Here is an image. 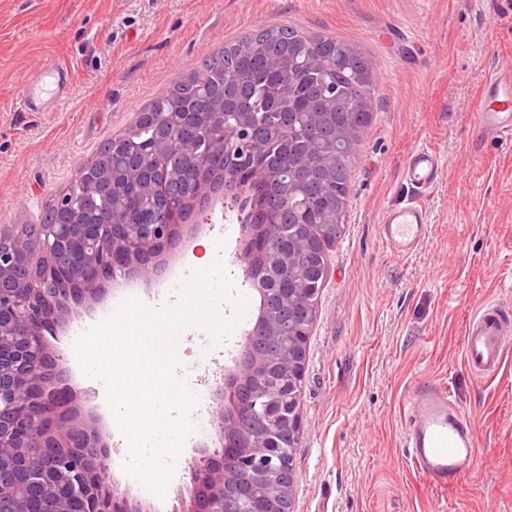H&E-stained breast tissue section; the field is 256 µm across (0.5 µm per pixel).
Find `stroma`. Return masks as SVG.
I'll list each match as a JSON object with an SVG mask.
<instances>
[{
    "instance_id": "obj_1",
    "label": "stroma",
    "mask_w": 512,
    "mask_h": 512,
    "mask_svg": "<svg viewBox=\"0 0 512 512\" xmlns=\"http://www.w3.org/2000/svg\"><path fill=\"white\" fill-rule=\"evenodd\" d=\"M289 26L359 49L375 78L372 120L354 161L344 232L329 252L303 374L302 434L293 512H512V351L480 378L463 336L480 310L512 314V139L485 136L474 106L486 78L512 72V0H0V225L38 223L45 207L138 110L256 26ZM73 81L50 112L14 109L20 85L46 61ZM440 154L435 188L402 178L413 149ZM418 200L427 234L408 256L391 253L377 222ZM153 283L110 288L113 297L175 300L177 272L202 240L222 242L224 266L248 305L224 347L203 353L183 336L177 375L211 394L255 322L259 296L237 259L240 223L218 200ZM445 388L471 421L475 470L431 487L404 448V408L416 385ZM215 431L190 435L164 497L122 470L111 474L153 512H172L191 488L187 463Z\"/></svg>"
}]
</instances>
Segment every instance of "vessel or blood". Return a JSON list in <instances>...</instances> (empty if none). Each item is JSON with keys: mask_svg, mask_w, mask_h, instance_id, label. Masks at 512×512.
<instances>
[{"mask_svg": "<svg viewBox=\"0 0 512 512\" xmlns=\"http://www.w3.org/2000/svg\"><path fill=\"white\" fill-rule=\"evenodd\" d=\"M71 69L57 61L43 65L20 89L16 105L23 112H38L42 106L38 90L49 88L51 97L63 94L72 81ZM477 125L486 134H512V74L496 73L484 84L476 103ZM442 166L440 155L429 148L411 151L402 167L404 179L421 192L437 182ZM425 213L418 202L387 208L379 219V236L392 251L407 254L423 239ZM512 338L502 323L487 312L474 315L464 332L465 361L478 376L493 374L502 362ZM411 418L404 443L412 463L426 482L444 488L449 478L464 473L472 465L475 442L469 420L463 416L446 390L418 387L407 401Z\"/></svg>", "mask_w": 512, "mask_h": 512, "instance_id": "obj_1", "label": "vessel or blood"}]
</instances>
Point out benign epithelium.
<instances>
[{"label":"benign epithelium","instance_id":"benign-epithelium-1","mask_svg":"<svg viewBox=\"0 0 512 512\" xmlns=\"http://www.w3.org/2000/svg\"><path fill=\"white\" fill-rule=\"evenodd\" d=\"M256 150L245 126L224 129V157L245 163ZM163 197L179 218L177 197L164 185L152 186L150 203ZM238 259L250 282L257 280L255 253L265 259L264 277L280 284L278 304H267L242 343L234 367L214 390L220 448L199 450L189 462L193 481L182 512H291L298 481L294 455L301 432L302 381L307 344L316 308L302 304L311 292L296 282L297 264L321 255V281L330 268L326 259L327 224H307L304 236L284 242L268 234L266 224H243ZM186 225L165 215L151 224L130 216L121 224H40L32 237L0 227V280L18 274L21 246L30 260H50L81 283L67 288L58 280L30 282L22 291L0 290V447L43 449L60 461L55 481L34 478L17 460L0 457V470L12 474L0 481V502L23 491V512H47L46 502L64 512H152L129 498L110 477L109 442L99 415L84 409V396L65 387L70 377L63 356L48 341L71 317L89 312L107 296L106 282L151 281L166 269L168 251L184 238ZM272 365L287 376L283 387L270 389L262 379ZM91 448L105 465V485L84 469Z\"/></svg>","mask_w":512,"mask_h":512}]
</instances>
